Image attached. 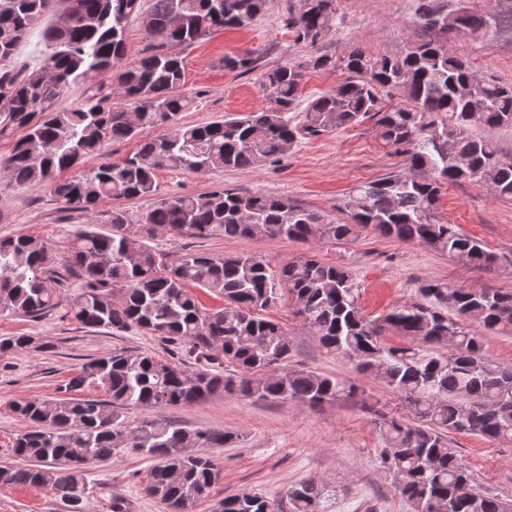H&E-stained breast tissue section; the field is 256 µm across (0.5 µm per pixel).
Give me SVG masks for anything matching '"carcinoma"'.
<instances>
[{
	"mask_svg": "<svg viewBox=\"0 0 512 512\" xmlns=\"http://www.w3.org/2000/svg\"><path fill=\"white\" fill-rule=\"evenodd\" d=\"M57 0H5L0 6V133L24 127L0 172L19 185L46 184L71 209L89 211L105 199H130L156 190L163 167L187 173L218 168H255L272 163L298 140L376 119L380 138L405 156L402 172L365 183L343 203L348 220L335 222L298 202L274 196H243L221 187L198 195L161 200L138 224L112 210L107 233L87 230L69 250L67 262L83 279L69 313L87 327L149 331L187 353L204 368L186 372L147 352L117 351L90 359L43 400H16L10 411L27 421L13 453L35 461L0 467V485L25 486L59 497L69 512H84L87 464L133 448L156 461L147 495L169 512H192L211 497L221 471L189 448H222L231 432L188 430L168 420L127 422L125 410L139 406L192 404L217 393L311 407L357 396L348 380L288 369L291 341L283 327L263 316L288 296L294 316L330 354L380 378L407 404L411 419L382 421V463L398 477L397 490L410 512H512V501L480 490L468 468L448 446L447 434L466 433L512 442V365H490L484 337L512 335V290L464 288L427 282L420 298L369 318L359 302L353 273L309 252L279 269L248 254L185 253L170 264L158 261L147 240L163 233L224 239L267 236L300 242L348 241L371 230L414 242L466 266L489 267L498 256L458 226L437 218L444 184L488 186L512 198V154L467 130L474 124L512 126V87L478 78L463 59L438 41H425L404 55H373L354 47L343 58L348 76L329 94L310 101L302 122L287 117L299 102L303 71L277 65L258 75L269 106L243 118L203 126L176 125L191 100L181 88L182 59L171 51L218 30L243 28L267 0H152L146 29L161 42L138 62L121 66L125 29L141 0H66L64 21L41 27ZM335 0H290L286 24L295 39L315 44L332 27ZM426 29L450 33L512 28V7L489 16L423 11ZM39 32L47 54L41 67L18 76L6 67L17 45ZM253 53L224 56V69L254 70ZM117 74L124 103L114 106L98 93L70 111L53 109L70 83L90 75ZM401 90L407 103L382 107ZM171 125L120 164L80 168L104 139L126 140L145 125ZM70 176H65V173ZM56 256L33 236L0 239V317L41 316L56 305ZM224 298V307L201 313L187 286ZM393 331L410 339L386 345ZM451 346L442 355L440 347ZM33 336L0 338V353L42 349ZM222 358L234 376L210 368ZM100 387L107 400L79 398ZM325 486L304 480L288 491V512H319ZM215 512H283L281 502L241 492L219 501Z\"/></svg>",
	"mask_w": 512,
	"mask_h": 512,
	"instance_id": "obj_1",
	"label": "carcinoma"
}]
</instances>
